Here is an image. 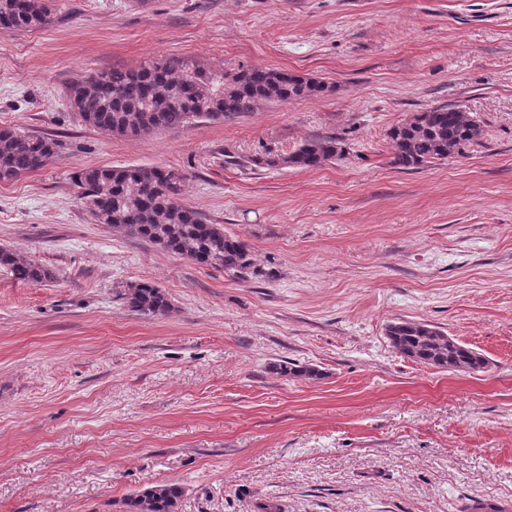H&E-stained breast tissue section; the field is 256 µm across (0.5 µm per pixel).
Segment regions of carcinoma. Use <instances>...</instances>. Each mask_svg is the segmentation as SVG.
Masks as SVG:
<instances>
[{"instance_id":"carcinoma-1","label":"carcinoma","mask_w":512,"mask_h":512,"mask_svg":"<svg viewBox=\"0 0 512 512\" xmlns=\"http://www.w3.org/2000/svg\"><path fill=\"white\" fill-rule=\"evenodd\" d=\"M50 0H0V28L31 31L45 26ZM335 85L323 79L281 70L241 67L212 70L190 67L168 58L137 70H113L93 76L89 84L74 80L69 92L85 102L78 112L87 124L119 136H142L198 121H227L253 112L263 102L321 98ZM482 134L470 113L452 105L435 107L393 126L387 136L394 164L414 169L462 156ZM51 139L0 128V182H10L42 168L56 152ZM334 139H311L293 152L256 163L312 169L341 155ZM80 199L96 224L143 238L162 250L202 267L239 278L258 275L245 240L210 224L197 211L180 203L184 176L159 166L91 167L75 177ZM0 269L16 279L38 285L51 271L21 251L0 246ZM123 299L134 312L164 316L171 303L163 289L151 282L130 286ZM390 347L417 363L446 371L481 372L483 354L421 321H394L386 327ZM272 369L283 376L315 378L319 371L282 361ZM184 495L177 483L159 485L126 498V512H178Z\"/></svg>"}]
</instances>
